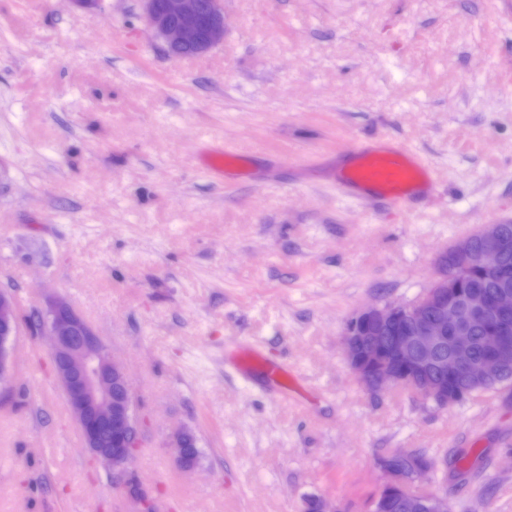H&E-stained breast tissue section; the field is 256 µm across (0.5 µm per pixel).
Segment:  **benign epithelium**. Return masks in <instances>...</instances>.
<instances>
[{
  "instance_id": "1",
  "label": "benign epithelium",
  "mask_w": 512,
  "mask_h": 512,
  "mask_svg": "<svg viewBox=\"0 0 512 512\" xmlns=\"http://www.w3.org/2000/svg\"><path fill=\"white\" fill-rule=\"evenodd\" d=\"M142 18L151 36L160 41L174 58L190 50L198 55L224 40V0H140ZM482 247L476 249L470 237L457 239L436 259L435 275L413 304L367 306L356 312L342 333V351L352 372L373 391L384 386L410 383L414 390L438 407L461 401L448 383L431 374L455 375L465 371L468 386L477 387L512 364V326L499 317L512 313V287L491 299L472 293L462 296L446 259L452 257L488 272L500 267L501 255L512 250V239L500 233L499 224L482 225L476 232ZM484 324L487 352L480 362L470 358L471 333ZM20 320L14 295L0 291V380L9 370V343L17 335ZM38 330L51 338V355L56 378L64 391L86 447L96 461L127 476V465L137 444L134 402L123 368L94 329L69 305L52 298L41 316ZM448 346V359L436 356ZM106 432L117 444L100 447ZM172 445L176 464L192 469L180 437ZM388 480L384 489L405 490L406 482L430 470L431 464L415 454H392L379 461ZM407 512H448V497L434 495L425 504L415 498L406 502Z\"/></svg>"
}]
</instances>
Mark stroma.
I'll return each mask as SVG.
<instances>
[{
  "label": "stroma",
  "instance_id": "1",
  "mask_svg": "<svg viewBox=\"0 0 512 512\" xmlns=\"http://www.w3.org/2000/svg\"><path fill=\"white\" fill-rule=\"evenodd\" d=\"M224 17L223 42L175 59L138 0H0V289L23 319L66 301L124 367L144 494L95 462L23 322L0 512H373L395 451L434 466L408 491L512 512V387L439 408L370 391L341 350L357 310L416 301L455 239L512 223V0H224ZM373 140L437 170L423 211L338 194L336 165ZM220 144L247 177L202 172ZM243 344L301 393L244 378ZM187 431L180 430L176 432L173 436L172 445L174 449V458L176 464L182 469H192L195 465H193L189 460L186 454V449L188 448L190 458L197 464L199 458V448H197V439L195 435L191 432H187V435L183 438V445L180 441V437L183 433ZM183 447V448H182Z\"/></svg>",
  "mask_w": 512,
  "mask_h": 512
}]
</instances>
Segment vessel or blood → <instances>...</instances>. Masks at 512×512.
<instances>
[{
  "mask_svg": "<svg viewBox=\"0 0 512 512\" xmlns=\"http://www.w3.org/2000/svg\"><path fill=\"white\" fill-rule=\"evenodd\" d=\"M230 156V151L221 147L207 150L203 156L205 173L226 176L231 170ZM350 157L351 165L336 170V185L345 194L357 187L368 188L406 207L426 200L440 183L434 168L405 146L358 148L351 152ZM235 364L245 376L250 375L256 367H263L267 380L278 385L297 379L296 374L287 367L265 363L259 353L252 349L237 355Z\"/></svg>",
  "mask_w": 512,
  "mask_h": 512,
  "instance_id": "vessel-or-blood-1",
  "label": "vessel or blood"
}]
</instances>
